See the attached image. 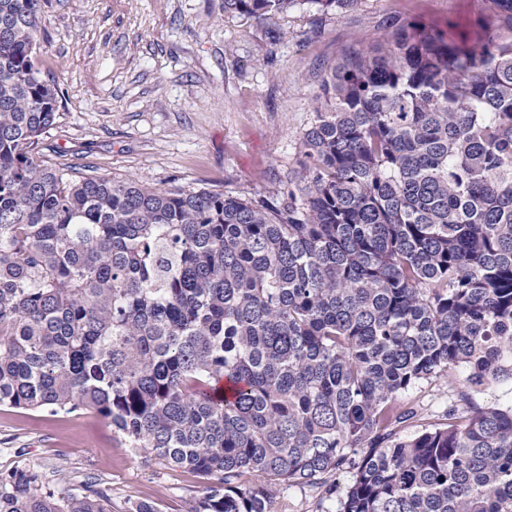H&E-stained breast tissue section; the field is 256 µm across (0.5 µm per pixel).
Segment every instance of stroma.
<instances>
[{
    "label": "stroma",
    "mask_w": 512,
    "mask_h": 512,
    "mask_svg": "<svg viewBox=\"0 0 512 512\" xmlns=\"http://www.w3.org/2000/svg\"><path fill=\"white\" fill-rule=\"evenodd\" d=\"M481 23L512 37L493 0H357L339 14L305 4L259 25L224 0H47L41 75L61 93L52 162L155 189L273 197L298 181L322 78L345 53L391 42L400 24ZM512 404V384L464 390L432 379L407 392L417 425L448 404ZM64 471L107 489L112 512L149 501L189 512L193 473L132 455L97 413L0 407V469Z\"/></svg>",
    "instance_id": "35a3bbf8"
}]
</instances>
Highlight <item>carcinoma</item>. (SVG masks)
Returning <instances> with one entry per match:
<instances>
[{"label":"carcinoma","instance_id":"cac0c4a2","mask_svg":"<svg viewBox=\"0 0 512 512\" xmlns=\"http://www.w3.org/2000/svg\"><path fill=\"white\" fill-rule=\"evenodd\" d=\"M310 1L224 0L266 23ZM42 0H0V406L91 410L206 483L191 512H512V405L403 396L512 384V38L408 27L322 79L304 186L158 190L47 159ZM346 472L338 489L331 477ZM0 470V512H112ZM458 376L460 381L456 384L448 382V379H431L405 394V401L415 407L418 417L413 423L414 426L402 429V435L414 434L421 429V425L440 421L444 408L450 403L465 405L469 402L481 407L491 404H512V384L501 383L481 389H465L459 384L462 383L465 374L459 373ZM462 391L467 394L468 401H460ZM317 492L310 487H283L277 496V512H314Z\"/></svg>","mask_w":512,"mask_h":512}]
</instances>
